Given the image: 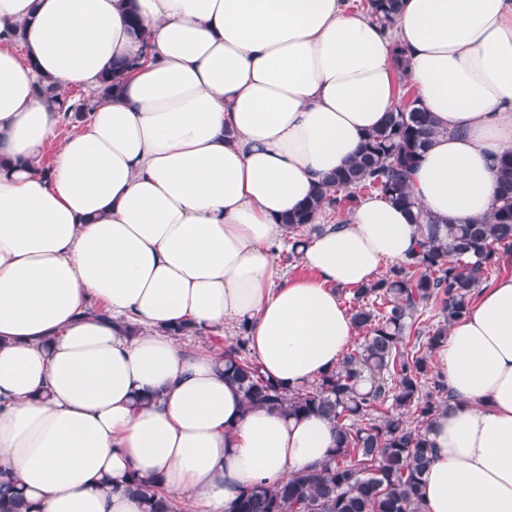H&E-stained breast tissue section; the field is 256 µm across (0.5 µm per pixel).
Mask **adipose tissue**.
<instances>
[{"label": "adipose tissue", "instance_id": "ef3b65f1", "mask_svg": "<svg viewBox=\"0 0 512 512\" xmlns=\"http://www.w3.org/2000/svg\"><path fill=\"white\" fill-rule=\"evenodd\" d=\"M128 57L120 94L42 172L56 99ZM402 80L438 128L413 197L441 224L489 218L512 152V0H402L388 31L351 0H0V472L32 512H143L132 471L184 512H225L327 459L326 418L246 408L216 352L174 331L245 327L289 392L338 366L356 334L340 290L415 252L418 226L374 194L316 215L309 277L274 249ZM499 262L509 275L431 354L453 400L428 429L423 512H512V253ZM295 236V240L293 241L291 247V253L294 257L291 256V253L287 249H284L282 253L280 251L278 255V262L287 271V275L290 278H300L308 275V271L300 265L297 259H295L296 248L302 242L300 237L303 235L295 234ZM288 255L291 256L289 260Z\"/></svg>", "mask_w": 512, "mask_h": 512}]
</instances>
